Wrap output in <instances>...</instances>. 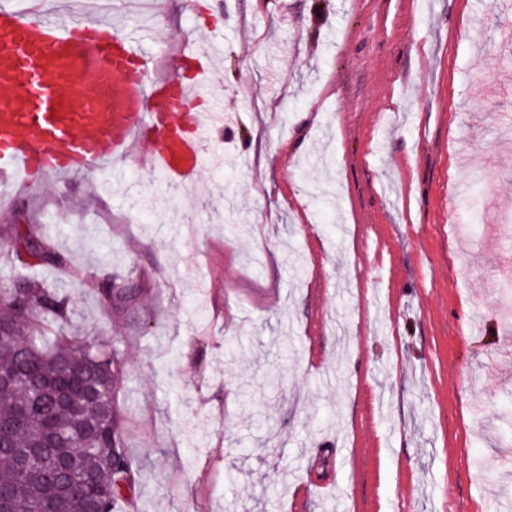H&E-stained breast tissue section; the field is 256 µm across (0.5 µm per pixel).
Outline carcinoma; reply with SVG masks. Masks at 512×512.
Returning <instances> with one entry per match:
<instances>
[{
    "mask_svg": "<svg viewBox=\"0 0 512 512\" xmlns=\"http://www.w3.org/2000/svg\"><path fill=\"white\" fill-rule=\"evenodd\" d=\"M0 245L37 265L61 262L34 225H9ZM100 294L107 306L136 300L135 292L110 276L102 280ZM70 302L68 294L32 280L0 287V373L14 377L0 385V423L9 426L7 448L0 449V489L12 491L8 512H49L63 455L73 457L72 495L84 507L118 512L125 492L136 486L137 469L124 449L115 411L118 351L46 332L67 320ZM48 433L57 436L56 447L44 449L22 475L11 449L34 448Z\"/></svg>",
    "mask_w": 512,
    "mask_h": 512,
    "instance_id": "cac0c4a2",
    "label": "carcinoma"
}]
</instances>
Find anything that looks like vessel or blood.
<instances>
[{"label": "vessel or blood", "mask_w": 512, "mask_h": 512, "mask_svg": "<svg viewBox=\"0 0 512 512\" xmlns=\"http://www.w3.org/2000/svg\"><path fill=\"white\" fill-rule=\"evenodd\" d=\"M141 29L0 0V187L107 169L139 146L164 183L193 186L224 166L206 142L233 113L213 96L222 41L181 59L188 80L158 79Z\"/></svg>", "instance_id": "1"}]
</instances>
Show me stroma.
<instances>
[{"label": "stroma", "mask_w": 512, "mask_h": 512, "mask_svg": "<svg viewBox=\"0 0 512 512\" xmlns=\"http://www.w3.org/2000/svg\"><path fill=\"white\" fill-rule=\"evenodd\" d=\"M82 2L164 79L217 23L236 115L191 189L128 157L0 200L65 258L0 271L120 351L122 512H512V0ZM100 294L104 305L112 307V299L121 304H130L136 300L135 292L112 281V276H107L101 282Z\"/></svg>", "instance_id": "obj_1"}]
</instances>
